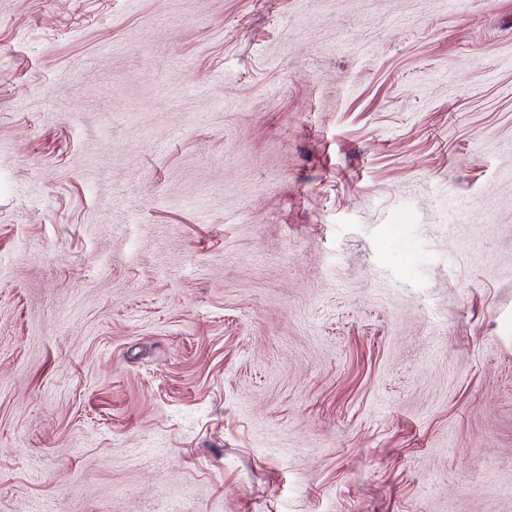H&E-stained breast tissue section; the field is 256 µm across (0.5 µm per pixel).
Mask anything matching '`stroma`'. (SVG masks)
I'll return each instance as SVG.
<instances>
[{
    "label": "stroma",
    "mask_w": 512,
    "mask_h": 512,
    "mask_svg": "<svg viewBox=\"0 0 512 512\" xmlns=\"http://www.w3.org/2000/svg\"><path fill=\"white\" fill-rule=\"evenodd\" d=\"M0 512H512V0H0Z\"/></svg>",
    "instance_id": "35a3bbf8"
}]
</instances>
